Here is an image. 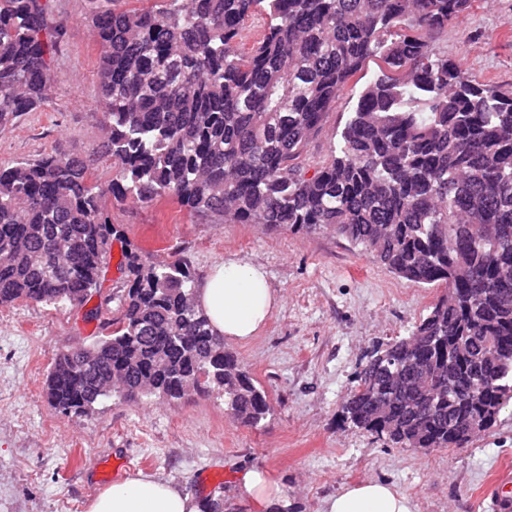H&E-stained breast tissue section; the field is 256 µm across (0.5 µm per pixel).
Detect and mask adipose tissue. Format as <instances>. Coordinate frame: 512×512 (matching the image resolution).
<instances>
[{
  "label": "adipose tissue",
  "mask_w": 512,
  "mask_h": 512,
  "mask_svg": "<svg viewBox=\"0 0 512 512\" xmlns=\"http://www.w3.org/2000/svg\"><path fill=\"white\" fill-rule=\"evenodd\" d=\"M195 300L214 333L240 342L255 336L280 303L262 268L235 260L216 264ZM87 512H201V504L171 482L141 475L103 488ZM325 512H415V505L395 486L367 480L326 501Z\"/></svg>",
  "instance_id": "obj_1"
}]
</instances>
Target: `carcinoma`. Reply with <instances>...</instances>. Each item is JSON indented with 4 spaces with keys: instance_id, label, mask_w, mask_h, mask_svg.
<instances>
[{
    "instance_id": "1",
    "label": "carcinoma",
    "mask_w": 512,
    "mask_h": 512,
    "mask_svg": "<svg viewBox=\"0 0 512 512\" xmlns=\"http://www.w3.org/2000/svg\"><path fill=\"white\" fill-rule=\"evenodd\" d=\"M112 196L176 199L198 216L331 228L395 276L442 287L370 362L340 421L395 448H465L512 401V85L480 83L430 35L472 0H89ZM263 33L239 50L245 23ZM66 38L51 0H0V128L50 105ZM375 62L327 157L310 147ZM95 159L0 163V307L82 308L101 295L113 234ZM106 336L60 353L49 405L89 415L114 396L217 392L257 427L269 404L193 303L180 261L127 255Z\"/></svg>"
}]
</instances>
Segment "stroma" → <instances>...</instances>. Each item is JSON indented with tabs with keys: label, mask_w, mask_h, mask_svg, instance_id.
I'll use <instances>...</instances> for the list:
<instances>
[{
	"label": "stroma",
	"mask_w": 512,
	"mask_h": 512,
	"mask_svg": "<svg viewBox=\"0 0 512 512\" xmlns=\"http://www.w3.org/2000/svg\"><path fill=\"white\" fill-rule=\"evenodd\" d=\"M89 8L88 0H53L54 18L67 27L53 104L0 129V161L96 154L100 203L116 229L113 259L128 250L157 263L184 261L199 281L225 259L262 266L281 305L255 338L224 347L264 387L270 411L250 428L227 414L222 396L198 392L114 398L90 415H63L47 401L46 374L60 351L88 344L119 318L118 304L90 323L75 308L0 307V512H87L104 471L119 481L141 473L172 481L193 497L223 500L226 512L275 504L323 512L329 498L369 479L394 484L417 512H491L485 484L512 472V406L469 447L430 452L391 447L338 417L373 346L408 335L440 289L396 277L330 229L270 230L193 216L171 198L132 203L108 193L114 169L98 152L106 118ZM437 39L472 79L512 83V0H473ZM356 97L353 89L339 97L310 162L326 158ZM255 468L277 487L274 502L246 490L243 475Z\"/></svg>",
	"instance_id": "stroma-1"
}]
</instances>
